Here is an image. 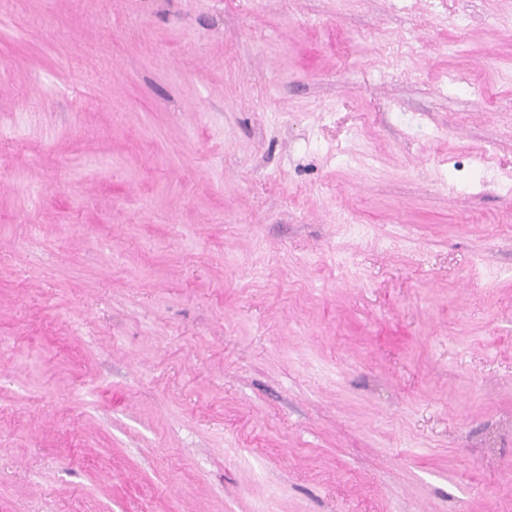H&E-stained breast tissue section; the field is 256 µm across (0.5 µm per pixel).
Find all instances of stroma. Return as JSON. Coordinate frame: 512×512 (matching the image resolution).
<instances>
[{"mask_svg": "<svg viewBox=\"0 0 512 512\" xmlns=\"http://www.w3.org/2000/svg\"><path fill=\"white\" fill-rule=\"evenodd\" d=\"M0 512H512V0H0Z\"/></svg>", "mask_w": 512, "mask_h": 512, "instance_id": "stroma-1", "label": "stroma"}]
</instances>
